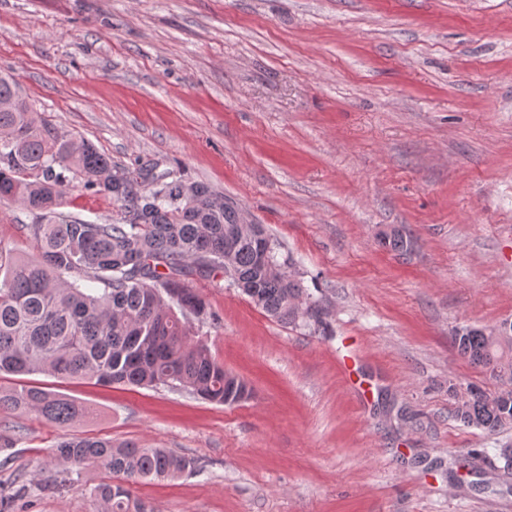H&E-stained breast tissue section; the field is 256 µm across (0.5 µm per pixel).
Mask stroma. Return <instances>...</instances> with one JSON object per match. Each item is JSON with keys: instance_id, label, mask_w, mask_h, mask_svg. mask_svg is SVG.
I'll return each mask as SVG.
<instances>
[{"instance_id": "1", "label": "stroma", "mask_w": 512, "mask_h": 512, "mask_svg": "<svg viewBox=\"0 0 512 512\" xmlns=\"http://www.w3.org/2000/svg\"><path fill=\"white\" fill-rule=\"evenodd\" d=\"M1 72L113 162L230 197L324 314L284 325L189 277L218 316L190 332L249 398L36 376L89 412H0V512H99L111 475L67 472L66 434L192 460L133 484L155 512H512V426L454 416L501 384L453 342L512 322V0H0ZM65 211L120 214L79 187ZM33 221L0 206V247L33 255Z\"/></svg>"}]
</instances>
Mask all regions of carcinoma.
<instances>
[{
	"mask_svg": "<svg viewBox=\"0 0 512 512\" xmlns=\"http://www.w3.org/2000/svg\"><path fill=\"white\" fill-rule=\"evenodd\" d=\"M120 204L110 224L69 219L60 208L73 183ZM190 184L195 196L183 195ZM30 213L37 255L0 248V376L44 374L61 380L132 387L168 386L222 404L245 399L247 384L224 370L188 325L214 318L186 285L190 276L224 270L232 285L269 317L296 324L319 307L302 281L278 259L280 245L258 226L241 228L238 207L209 185L153 168L132 171L92 143L65 135L37 118L16 81L0 74V203ZM385 246L403 251L396 229ZM98 287L90 288L88 284ZM459 353L505 383L493 395L473 392L455 410L463 423L495 431L512 424V334L471 328L455 336ZM0 410L36 414L69 425L87 409L76 399L33 384L0 387ZM57 459L79 467L100 464L112 480L89 490L104 512H155L130 484L177 478L193 462L164 448L70 435Z\"/></svg>",
	"mask_w": 512,
	"mask_h": 512,
	"instance_id": "obj_1",
	"label": "carcinoma"
}]
</instances>
